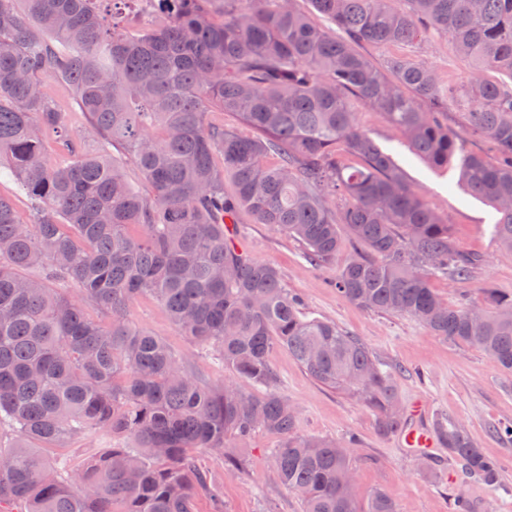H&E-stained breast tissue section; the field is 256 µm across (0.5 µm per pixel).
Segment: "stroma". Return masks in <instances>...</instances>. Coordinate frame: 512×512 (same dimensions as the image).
<instances>
[{"mask_svg":"<svg viewBox=\"0 0 512 512\" xmlns=\"http://www.w3.org/2000/svg\"><path fill=\"white\" fill-rule=\"evenodd\" d=\"M366 55L378 66L395 56H409L459 81L468 64L450 53L444 38L432 35L414 47H369ZM358 119L383 151L404 169L412 188L451 224L459 247L480 256L472 279L455 282L437 274L431 284L448 305L482 304L485 288L512 292V253L500 251L491 236L496 212L462 191L455 172L440 173L412 154L404 137L383 113L360 108ZM234 241L253 259L275 266L282 284L298 295L305 312L334 321L356 336L380 363L393 370L403 407L415 400L428 405V420L446 418L462 428L485 455L503 466V493L489 496L483 486L467 479L446 448L432 455L403 448L396 435L378 430V415L348 394L317 383L286 348H274L270 361L278 387L294 408L301 434L348 443L354 466V495L365 503L369 493L383 489L399 512H457V490H465L476 512H512V437L501 426L512 424V371L498 367L478 346L454 343L433 335L408 316L366 310L345 299L332 284L336 265L354 256L344 241L335 266L316 267L303 257L302 246L287 234L255 223L240 212ZM130 318L162 337L178 354L188 356L193 370L210 382L230 380L224 367L190 345L172 327L163 308L152 298L134 300ZM276 436L252 434L236 454L242 465L233 469L222 453L207 451L198 463L223 490L221 501L199 496V512H301L298 499L279 482L271 465Z\"/></svg>","mask_w":512,"mask_h":512,"instance_id":"stroma-1","label":"stroma"}]
</instances>
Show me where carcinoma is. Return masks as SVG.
Returning a JSON list of instances; mask_svg holds the SVG:
<instances>
[{
    "label": "carcinoma",
    "instance_id": "cac0c4a2",
    "mask_svg": "<svg viewBox=\"0 0 512 512\" xmlns=\"http://www.w3.org/2000/svg\"><path fill=\"white\" fill-rule=\"evenodd\" d=\"M99 2L0 0V165L33 202L25 220L0 197V431L16 436L0 448V503L196 512L207 484L197 453L239 447L262 429L279 437L272 465L302 512H398L379 489L359 506L346 446L298 432L270 353L285 347L319 383L357 392L384 435L405 420L394 374L336 323L305 315L278 270L224 227L244 209L297 239L314 266L336 261L346 233L359 252L336 268L344 298L411 316L512 370V293L486 289V307L439 300L430 277L467 281L481 258L458 247L353 107L382 112L415 155L455 169L466 192L494 207L492 235L512 251V0H312L324 25L292 0H157L142 33L107 29ZM431 31L468 61L466 80L410 58L379 68L357 50L420 43ZM51 79L73 89L98 151L65 131L44 89ZM450 106L497 144L498 162L448 127ZM213 108L238 114L242 128L209 125ZM47 133L66 163H47ZM116 146L151 195L131 187ZM269 153L278 165L263 163ZM142 295L253 390L202 381L135 326L128 307ZM435 428L471 479L501 488L497 460L445 419ZM97 430L131 446L76 471L52 460Z\"/></svg>",
    "mask_w": 512,
    "mask_h": 512
}]
</instances>
